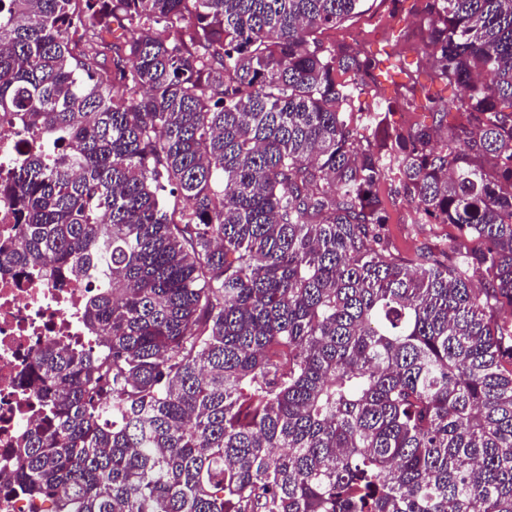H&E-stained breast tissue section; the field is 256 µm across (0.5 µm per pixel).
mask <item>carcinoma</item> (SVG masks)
<instances>
[{"mask_svg": "<svg viewBox=\"0 0 512 512\" xmlns=\"http://www.w3.org/2000/svg\"><path fill=\"white\" fill-rule=\"evenodd\" d=\"M365 0H0L21 269L94 275L0 494L49 512H512V0H426L432 124L352 111ZM161 26L163 38L146 31ZM112 50V71L98 68ZM453 121H448V116ZM476 251L404 261L378 182Z\"/></svg>", "mask_w": 512, "mask_h": 512, "instance_id": "cac0c4a2", "label": "carcinoma"}]
</instances>
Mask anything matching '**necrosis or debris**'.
<instances>
[{
    "mask_svg": "<svg viewBox=\"0 0 512 512\" xmlns=\"http://www.w3.org/2000/svg\"><path fill=\"white\" fill-rule=\"evenodd\" d=\"M90 280L58 282L0 260V469L10 467L24 426L40 422L36 351L50 343L88 346L82 313Z\"/></svg>",
    "mask_w": 512,
    "mask_h": 512,
    "instance_id": "1",
    "label": "necrosis or debris"
}]
</instances>
